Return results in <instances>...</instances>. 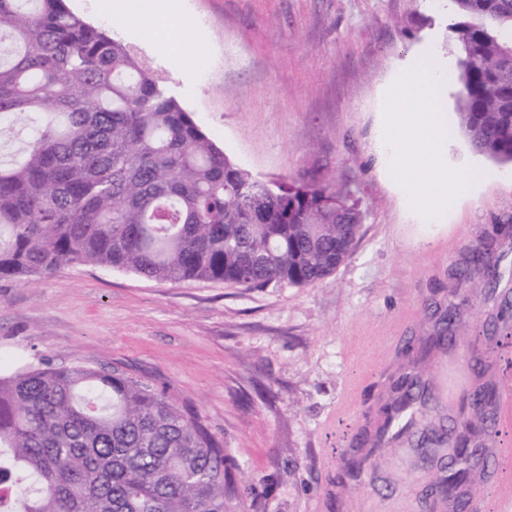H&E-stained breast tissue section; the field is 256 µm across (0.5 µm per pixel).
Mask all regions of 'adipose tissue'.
<instances>
[{
	"mask_svg": "<svg viewBox=\"0 0 512 512\" xmlns=\"http://www.w3.org/2000/svg\"><path fill=\"white\" fill-rule=\"evenodd\" d=\"M145 9L159 49L167 55L177 53L186 19L169 0H147ZM437 70L436 63L416 62L386 85L381 143L388 151L389 172L403 193L418 197L428 210L444 212L459 200L463 182L449 178L444 164L447 139Z\"/></svg>",
	"mask_w": 512,
	"mask_h": 512,
	"instance_id": "ef3b65f1",
	"label": "adipose tissue"
}]
</instances>
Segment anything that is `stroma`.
I'll return each mask as SVG.
<instances>
[{
    "mask_svg": "<svg viewBox=\"0 0 512 512\" xmlns=\"http://www.w3.org/2000/svg\"><path fill=\"white\" fill-rule=\"evenodd\" d=\"M178 4L191 23L173 62L145 26L112 17L103 0H66L132 49L241 168L349 188L364 211L358 243L304 288L171 284L92 265L1 280L0 373L43 361L119 365L166 387L224 442L235 486L227 512H362L366 502L385 512L389 498L420 495L434 476L407 439L383 447L361 485L330 478L356 435L375 431L391 379L408 367L402 340L431 333L427 304L447 308L452 273L512 224V165L476 152L456 112L453 0ZM426 54L442 64L448 174L472 180L438 218L400 193L377 150L384 87ZM466 289L456 347L419 365L435 424L457 409L441 396L444 373L492 310L479 279Z\"/></svg>",
    "mask_w": 512,
    "mask_h": 512,
    "instance_id": "35a3bbf8",
    "label": "stroma"
}]
</instances>
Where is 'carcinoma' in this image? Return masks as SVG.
I'll return each mask as SVG.
<instances>
[{
	"label": "carcinoma",
	"instance_id": "cac0c4a2",
	"mask_svg": "<svg viewBox=\"0 0 512 512\" xmlns=\"http://www.w3.org/2000/svg\"><path fill=\"white\" fill-rule=\"evenodd\" d=\"M461 20L458 114L472 147L512 162V0H453ZM31 115L23 160L0 161V280L24 282L93 265L180 284L308 287L357 243L360 201L335 184L270 182L232 163L163 81L65 0H0V144ZM500 242L474 249L468 270L495 304L498 335L470 352L477 384L450 426L417 444L435 474L426 508L464 512L481 449L497 436L488 377L512 346V291L501 292ZM463 288L422 343L421 360L457 345ZM434 399L413 369L396 377L381 426L361 432V457L336 469L358 482L385 438L413 433ZM0 512H225L232 477L203 418L164 387L114 367L27 366L0 375Z\"/></svg>",
	"mask_w": 512,
	"mask_h": 512
}]
</instances>
